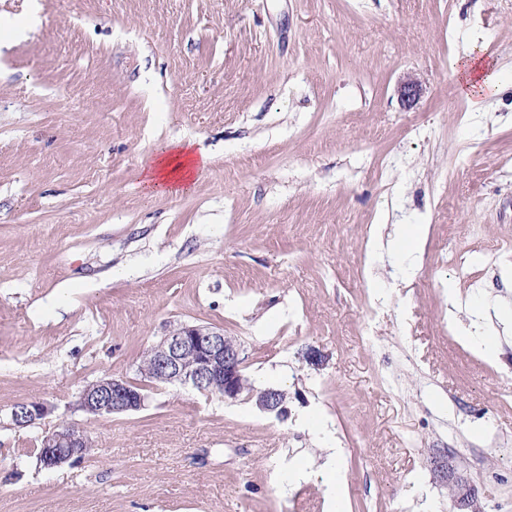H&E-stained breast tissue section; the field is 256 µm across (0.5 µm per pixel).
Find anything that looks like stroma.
<instances>
[{
    "label": "stroma",
    "mask_w": 512,
    "mask_h": 512,
    "mask_svg": "<svg viewBox=\"0 0 512 512\" xmlns=\"http://www.w3.org/2000/svg\"><path fill=\"white\" fill-rule=\"evenodd\" d=\"M179 323L285 412L142 382ZM106 375L144 408L87 419ZM62 421L96 450L44 469ZM333 446L348 512H512V0H0V512H327ZM458 64L459 92L479 110L484 99L498 92V84L490 65L484 62L480 54H474L472 51L459 59ZM206 164L204 154L195 155L192 143L171 141L159 148L143 184L152 195L176 196L190 191ZM23 419L20 420L16 427L26 428L38 423L53 411L52 406L40 400L24 403Z\"/></svg>",
    "instance_id": "stroma-1"
}]
</instances>
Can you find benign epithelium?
Instances as JSON below:
<instances>
[{
  "instance_id": "7a95c632",
  "label": "benign epithelium",
  "mask_w": 512,
  "mask_h": 512,
  "mask_svg": "<svg viewBox=\"0 0 512 512\" xmlns=\"http://www.w3.org/2000/svg\"><path fill=\"white\" fill-rule=\"evenodd\" d=\"M420 91L419 81L407 76L399 86L402 103L412 104ZM147 354L154 363L157 379L172 385L190 386L206 395L217 393L226 400H236L250 388L243 373L241 345L208 326L176 325L147 349ZM145 399L132 382L104 376L83 388L78 406L88 417L97 418L106 413L136 412L143 408ZM256 404L265 411L276 412L284 400L280 399V392L264 390L256 394ZM52 411L44 401L27 402L19 427L35 425ZM39 440V459L48 470L72 462L81 455V449L92 445L89 431L75 423L59 424Z\"/></svg>"
}]
</instances>
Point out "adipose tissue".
Returning <instances> with one entry per match:
<instances>
[{"label": "adipose tissue", "mask_w": 512, "mask_h": 512, "mask_svg": "<svg viewBox=\"0 0 512 512\" xmlns=\"http://www.w3.org/2000/svg\"><path fill=\"white\" fill-rule=\"evenodd\" d=\"M459 84L461 95L474 107H481L484 99L498 91V84L483 57L466 53L459 59ZM206 164V157L194 154L191 144L172 141L159 148L155 162L145 175V189L158 196H176L190 191L197 175Z\"/></svg>", "instance_id": "1"}]
</instances>
